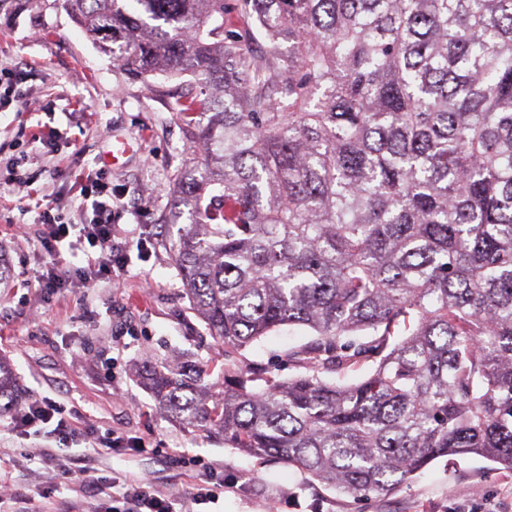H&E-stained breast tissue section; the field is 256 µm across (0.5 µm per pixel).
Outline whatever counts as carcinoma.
I'll return each instance as SVG.
<instances>
[{
  "label": "carcinoma",
  "instance_id": "1",
  "mask_svg": "<svg viewBox=\"0 0 512 512\" xmlns=\"http://www.w3.org/2000/svg\"><path fill=\"white\" fill-rule=\"evenodd\" d=\"M51 5L128 76L196 84L165 247L224 391L151 367L159 407L354 498L437 458L512 471V0ZM286 325L294 377L241 360Z\"/></svg>",
  "mask_w": 512,
  "mask_h": 512
}]
</instances>
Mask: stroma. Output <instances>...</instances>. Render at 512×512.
<instances>
[{"label":"stroma","mask_w":512,"mask_h":512,"mask_svg":"<svg viewBox=\"0 0 512 512\" xmlns=\"http://www.w3.org/2000/svg\"><path fill=\"white\" fill-rule=\"evenodd\" d=\"M15 66L27 108L0 112V158L25 152L34 182L23 198L0 180V262L11 272L0 284V358L14 370L22 404L52 400L76 412L80 428L98 441L120 431L145 438L151 449L19 435L0 418V467L11 477L0 512L29 505L35 512L70 505L97 512L114 484L142 479L178 500L181 512H512V472L479 456L436 459L388 498L355 499L172 421L143 381L144 364L191 366L213 393L224 385V343L191 312L175 261L160 244L169 175L189 158L187 131L167 102L189 81L128 80L64 11L43 8L42 0H0V67ZM39 128L52 134L53 154L32 142ZM120 139L132 152L115 164L110 154ZM98 173L124 194L112 213L117 240L148 249L112 283L41 290L33 275L49 256L36 205L51 197L77 216L81 189ZM310 338L308 330L283 328L241 356L285 379L294 374L289 349ZM84 459L104 479L101 495L84 493L64 473ZM212 480L223 482V492L195 503Z\"/></svg>","instance_id":"1"}]
</instances>
